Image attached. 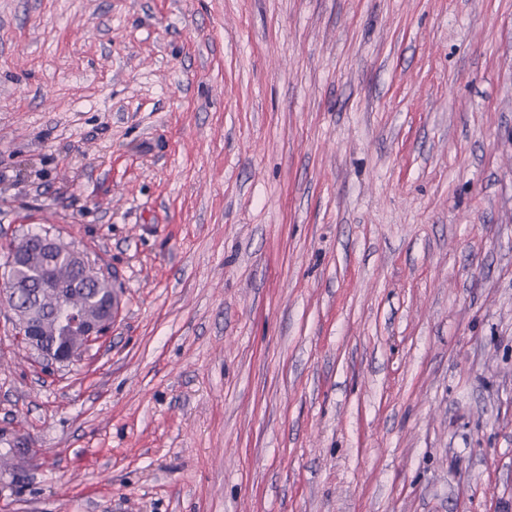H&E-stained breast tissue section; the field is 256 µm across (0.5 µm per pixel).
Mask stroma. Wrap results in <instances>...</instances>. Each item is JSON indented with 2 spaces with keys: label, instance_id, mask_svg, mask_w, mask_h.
Segmentation results:
<instances>
[{
  "label": "stroma",
  "instance_id": "obj_1",
  "mask_svg": "<svg viewBox=\"0 0 512 512\" xmlns=\"http://www.w3.org/2000/svg\"><path fill=\"white\" fill-rule=\"evenodd\" d=\"M0 512H512V0H0ZM57 239L60 245L56 239L49 235H41L38 240L46 255V262L42 252L35 249L34 241L27 244L25 253L15 244L8 251L4 266L5 282L1 283V286L7 288H2L0 291L1 302H4V305L12 314L15 336H18L21 343L26 347L38 353L44 363L43 368L46 370H53L57 365L66 366L79 362L84 351L100 342L112 328V319L109 323L100 321L96 324L87 323L84 319L98 320L101 317L107 303L112 299V293L115 292V284L112 283V279L101 270H98L97 274L87 273L83 263L86 270L90 268L94 272L97 271V267L88 256L81 254L79 257L75 252V247L59 238ZM23 255V265L16 268L22 261ZM53 267L57 279L64 282L77 281V285L83 289V292L76 298V305L84 318L78 309L71 304L67 288L58 286L53 280ZM42 268L46 284L51 288L47 287L36 276V273ZM14 269V277L24 281L27 284L26 288L24 282L13 277ZM21 288L23 289L18 294ZM54 288H57L59 305L63 308L64 320L68 329L79 336L67 335L64 332L63 319L58 312V302ZM6 294L8 298H11L10 301L5 299ZM13 301L16 310L22 312L32 310L37 314L43 335L49 341L57 344L68 343L70 347H79L82 344L80 336H83L85 339L84 349L75 350L66 347L55 349L49 347L41 336L36 319L33 316L24 317L19 315L13 307Z\"/></svg>",
  "mask_w": 512,
  "mask_h": 512
}]
</instances>
